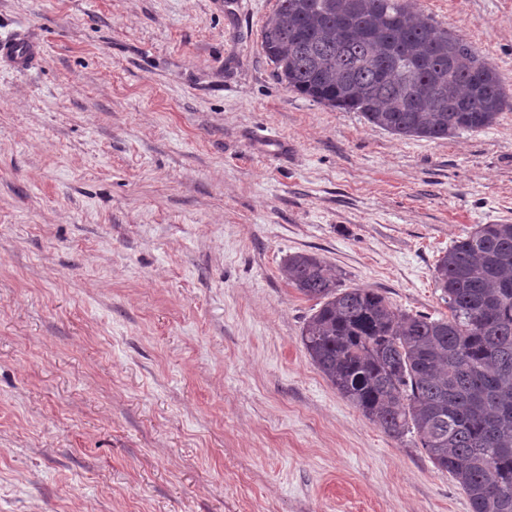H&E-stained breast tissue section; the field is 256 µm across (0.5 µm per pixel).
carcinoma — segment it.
Instances as JSON below:
<instances>
[{"label": "carcinoma", "instance_id": "obj_1", "mask_svg": "<svg viewBox=\"0 0 512 512\" xmlns=\"http://www.w3.org/2000/svg\"><path fill=\"white\" fill-rule=\"evenodd\" d=\"M261 48L287 89L398 137L481 132L508 105L495 68L411 0H277ZM283 275L320 303L301 340L336 391L389 435H416L471 512H512V224H479L439 258L446 318L343 288L314 255Z\"/></svg>", "mask_w": 512, "mask_h": 512}]
</instances>
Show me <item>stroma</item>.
Returning <instances> with one entry per match:
<instances>
[{"mask_svg":"<svg viewBox=\"0 0 512 512\" xmlns=\"http://www.w3.org/2000/svg\"><path fill=\"white\" fill-rule=\"evenodd\" d=\"M512 96V0H414ZM276 0H0V512H470L301 340L307 253L438 319V259L512 222V106L400 138L278 83ZM38 43L28 36L0 42V60L18 68H26L38 58Z\"/></svg>","mask_w":512,"mask_h":512,"instance_id":"stroma-1","label":"stroma"}]
</instances>
